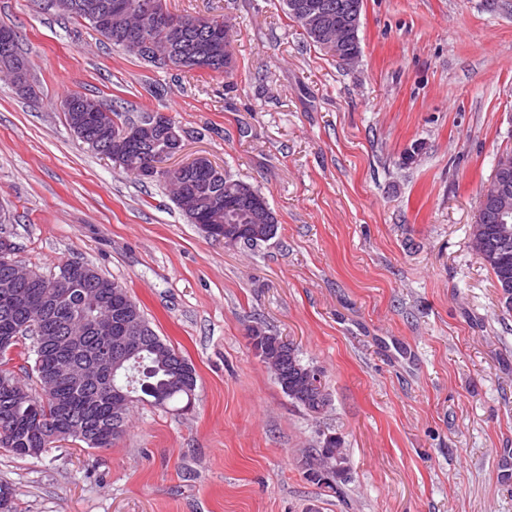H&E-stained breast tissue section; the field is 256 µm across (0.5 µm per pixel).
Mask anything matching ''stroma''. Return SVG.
<instances>
[{"instance_id": "obj_1", "label": "stroma", "mask_w": 512, "mask_h": 512, "mask_svg": "<svg viewBox=\"0 0 512 512\" xmlns=\"http://www.w3.org/2000/svg\"><path fill=\"white\" fill-rule=\"evenodd\" d=\"M230 25L235 68L143 64L42 0H0L33 97L0 76V207L29 267L121 282L194 366L187 412L139 405L111 447L0 449L16 512H512V311L471 248L479 196L512 152V0H364L361 58L319 50L283 0H168ZM167 114L185 157L261 190L277 236L227 246L164 182L84 149L73 92ZM262 327L323 371L312 418L254 353ZM341 437L342 494L306 479Z\"/></svg>"}]
</instances>
